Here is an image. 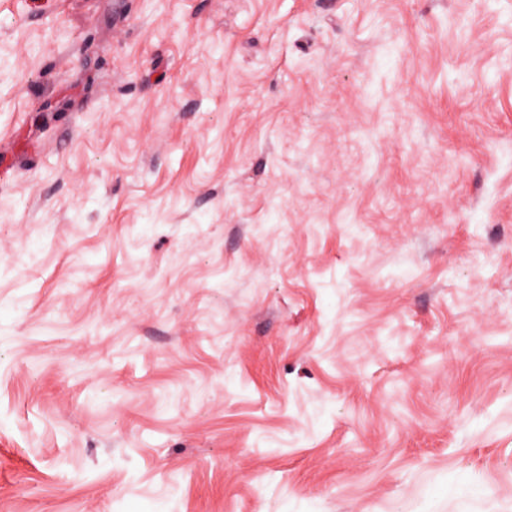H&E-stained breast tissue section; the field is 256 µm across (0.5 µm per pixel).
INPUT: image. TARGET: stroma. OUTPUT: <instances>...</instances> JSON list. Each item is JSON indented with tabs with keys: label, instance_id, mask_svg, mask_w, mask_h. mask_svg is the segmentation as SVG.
Returning <instances> with one entry per match:
<instances>
[{
	"label": "stroma",
	"instance_id": "obj_1",
	"mask_svg": "<svg viewBox=\"0 0 512 512\" xmlns=\"http://www.w3.org/2000/svg\"><path fill=\"white\" fill-rule=\"evenodd\" d=\"M0 512H512V0H0Z\"/></svg>",
	"mask_w": 512,
	"mask_h": 512
}]
</instances>
